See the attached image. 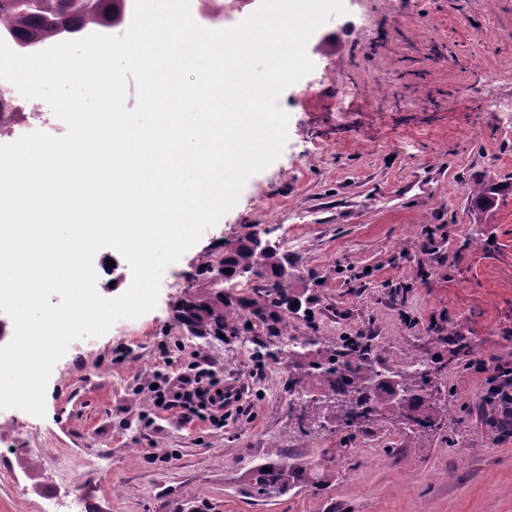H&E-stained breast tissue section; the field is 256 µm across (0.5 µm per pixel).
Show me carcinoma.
<instances>
[{
	"label": "carcinoma",
	"mask_w": 512,
	"mask_h": 512,
	"mask_svg": "<svg viewBox=\"0 0 512 512\" xmlns=\"http://www.w3.org/2000/svg\"><path fill=\"white\" fill-rule=\"evenodd\" d=\"M115 0H15L7 15L13 18L10 29L24 43L33 44L61 33H77L85 21L94 18L97 25L118 23ZM228 269L224 282L251 283L258 278L268 282L266 288H253L248 295L234 296L220 288L189 286L173 306L174 318L187 333L201 339L237 337L252 334L254 353L261 356L267 348L263 337L254 334L255 325L266 328V336L288 338V315L298 314L292 281L285 273L288 257L271 245L264 251L248 239L224 242V254L217 259ZM304 352L278 350L268 353L277 359L285 356L288 368V391L314 395L312 406L327 410L321 428L355 431L392 413L421 430L435 426L443 409L425 395L431 376L428 362L415 372L395 371L393 375L404 387L407 398L396 404L382 385L376 384L379 365L371 356V345L360 337H345L331 347L321 345L314 336L305 343ZM269 471H263V468ZM306 481L303 467L289 461L286 452L273 449L265 461L255 465L244 489L250 498H266Z\"/></svg>",
	"instance_id": "carcinoma-1"
}]
</instances>
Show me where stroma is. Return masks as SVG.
<instances>
[{"label":"stroma","instance_id":"35a3bbf8","mask_svg":"<svg viewBox=\"0 0 512 512\" xmlns=\"http://www.w3.org/2000/svg\"><path fill=\"white\" fill-rule=\"evenodd\" d=\"M352 0L309 38L312 71L277 104L289 116L280 156L160 279L156 306L69 343L54 364L45 414L0 410V512H512V432L496 426L498 370H512V0ZM349 79L352 92L337 83ZM405 95L380 106L372 85ZM499 187L494 207L471 191ZM292 265L312 319L289 332L334 345L367 336L398 369L433 368L448 402L436 427L385 416L353 432L301 433L287 361L256 360L242 339L189 335L172 306L187 276L248 234ZM108 296L133 272L101 248ZM469 343L457 357L448 337ZM205 357L240 387L223 426L181 423L150 404L156 376ZM306 468L309 486L257 501L242 482L272 447Z\"/></svg>","mask_w":512,"mask_h":512}]
</instances>
